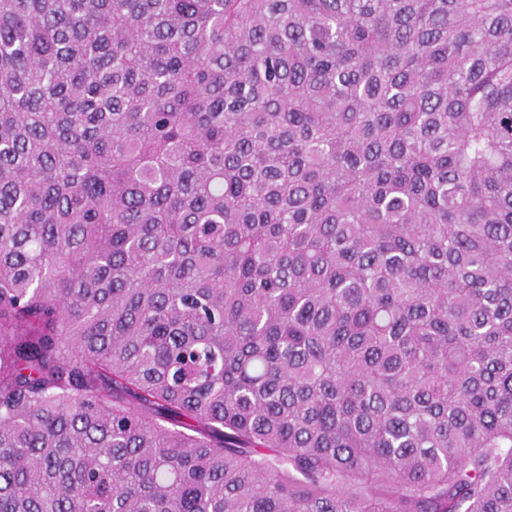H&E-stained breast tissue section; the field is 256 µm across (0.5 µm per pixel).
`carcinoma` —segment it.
<instances>
[{"mask_svg": "<svg viewBox=\"0 0 512 512\" xmlns=\"http://www.w3.org/2000/svg\"><path fill=\"white\" fill-rule=\"evenodd\" d=\"M0 512H512V0H0Z\"/></svg>", "mask_w": 512, "mask_h": 512, "instance_id": "obj_1", "label": "carcinoma"}]
</instances>
